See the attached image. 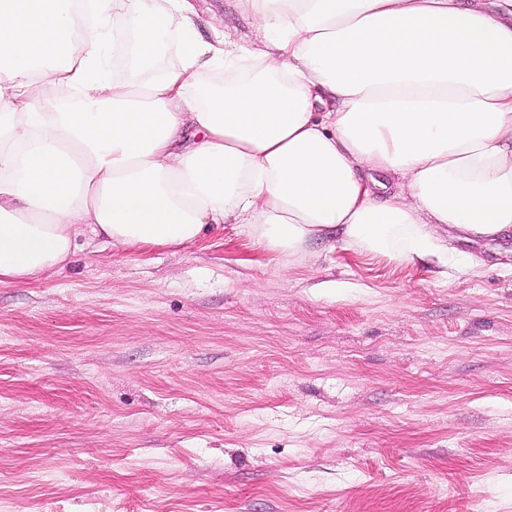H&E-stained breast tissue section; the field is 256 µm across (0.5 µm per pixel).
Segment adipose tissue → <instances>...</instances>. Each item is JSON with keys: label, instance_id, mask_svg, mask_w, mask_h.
Here are the masks:
<instances>
[{"label": "adipose tissue", "instance_id": "adipose-tissue-1", "mask_svg": "<svg viewBox=\"0 0 512 512\" xmlns=\"http://www.w3.org/2000/svg\"><path fill=\"white\" fill-rule=\"evenodd\" d=\"M232 2L261 46L191 0H0V283L86 232L442 260L512 234V0ZM197 8L196 24L204 39H212L215 30L224 31L233 40H254L252 23L239 16L228 0H193Z\"/></svg>", "mask_w": 512, "mask_h": 512}]
</instances>
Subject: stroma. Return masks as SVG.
I'll list each match as a JSON object with an SVG mask.
<instances>
[{
    "label": "stroma",
    "instance_id": "obj_1",
    "mask_svg": "<svg viewBox=\"0 0 512 512\" xmlns=\"http://www.w3.org/2000/svg\"><path fill=\"white\" fill-rule=\"evenodd\" d=\"M457 247L287 262L224 224L0 284V512H512V241Z\"/></svg>",
    "mask_w": 512,
    "mask_h": 512
}]
</instances>
